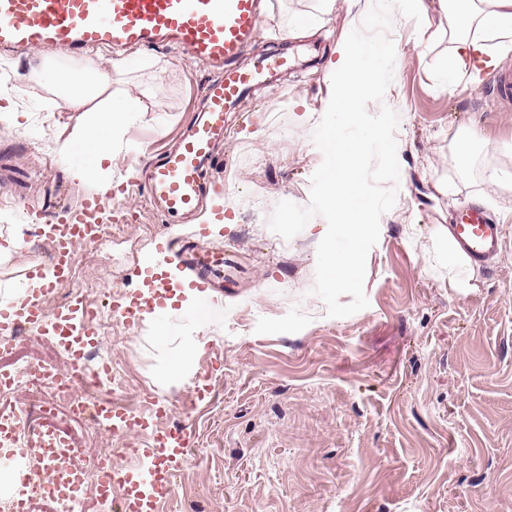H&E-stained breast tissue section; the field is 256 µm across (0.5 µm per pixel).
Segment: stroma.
<instances>
[{
    "instance_id": "stroma-1",
    "label": "stroma",
    "mask_w": 512,
    "mask_h": 512,
    "mask_svg": "<svg viewBox=\"0 0 512 512\" xmlns=\"http://www.w3.org/2000/svg\"><path fill=\"white\" fill-rule=\"evenodd\" d=\"M426 2L421 22L393 18V81L383 103L368 106L400 115V181L367 256L369 306L344 318L327 317L313 292L325 219L312 217L289 240L267 220L279 201L309 203L323 159L311 134L331 97L337 50L373 0H267L261 35L241 63L278 48L290 63L273 85L254 90L241 115H229L234 129L222 147L214 207L183 228L224 250L223 315L206 324L148 315L129 323L113 307L145 293L159 267L182 276L177 259L158 260L167 231L146 208L132 168L149 145L173 139L207 72L155 48L137 51L114 77L113 95L138 110L112 154L108 189L81 178L60 152L89 115L48 81H33L42 55L18 62L16 79L31 82L29 91H0V106L19 115L0 129V169L29 172L32 214L21 221L14 197L0 193V236L23 242L0 260V294L29 265L52 262L39 221L54 200L37 176L45 158L71 207L88 199L107 211L123 205L128 234L80 249L73 280L56 282L50 296L80 294L112 321L111 335L89 338L120 363V385L101 400L127 410L172 404L187 424L191 443L172 512H512V191L489 179L512 172V99L489 87L497 72L512 71V52L477 82H445L457 30L442 0ZM151 60L163 75L148 69ZM471 133L482 147L466 146ZM476 202L500 219L504 244L472 287L452 288L437 254L456 215ZM180 354L189 360L175 375L169 365ZM197 377L209 389L194 404ZM56 414L90 456L126 439L139 448L150 440L138 430L97 434L63 404Z\"/></svg>"
}]
</instances>
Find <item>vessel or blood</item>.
Listing matches in <instances>:
<instances>
[{"label":"vessel or blood","instance_id":"vessel-or-blood-1","mask_svg":"<svg viewBox=\"0 0 512 512\" xmlns=\"http://www.w3.org/2000/svg\"><path fill=\"white\" fill-rule=\"evenodd\" d=\"M260 0H0V54L26 51L61 53L75 60L91 59L97 52L127 48L174 46L182 61L214 72L204 87L200 106L178 130L175 145L153 153L148 168L139 170L145 201L167 228H174L196 212L210 192L213 174L223 161L215 148L227 133L224 115L240 107L251 87L271 83L288 66L287 55H262L250 69L236 65L243 48L261 29ZM106 215L95 201L82 209L58 207L51 211L45 233L55 242L57 275L74 267L79 248L102 242L100 228ZM460 250L475 264L485 263L503 244V229L483 209L458 213L452 226ZM185 267L192 287L208 290L224 285V256L197 242L185 244ZM175 280H153L148 295L153 313L177 322V313L162 301L176 288ZM4 317L7 326L25 324L44 331L53 319L40 304L22 296ZM104 426L146 430L144 419L127 416L110 404L99 406ZM189 446L187 430L152 437L138 449L139 467L128 473L101 466L93 493L108 498L112 487L124 485L120 512H157L158 503L172 495L174 476ZM0 468L13 477L16 496H23L26 462L11 449L0 450ZM52 490L58 497L84 494L81 474L57 467Z\"/></svg>","mask_w":512,"mask_h":512}]
</instances>
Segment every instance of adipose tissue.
Wrapping results in <instances>:
<instances>
[{
  "instance_id": "obj_1",
  "label": "adipose tissue",
  "mask_w": 512,
  "mask_h": 512,
  "mask_svg": "<svg viewBox=\"0 0 512 512\" xmlns=\"http://www.w3.org/2000/svg\"><path fill=\"white\" fill-rule=\"evenodd\" d=\"M448 10L462 26L475 27L476 32L472 35L466 32L458 38L447 73L456 78L466 75L470 80H477L478 67L498 63L497 57L487 50L488 42L512 39V0H448ZM50 79L74 109L83 108L112 85L109 71L95 63L52 72ZM136 109L133 102L113 101L108 111L94 118L90 128L75 134V142L96 158L94 181H103V163L111 159L120 130Z\"/></svg>"
}]
</instances>
